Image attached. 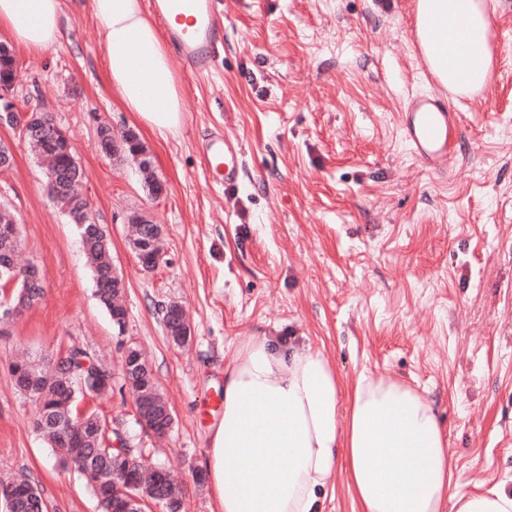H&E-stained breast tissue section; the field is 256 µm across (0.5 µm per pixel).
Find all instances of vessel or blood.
Returning <instances> with one entry per match:
<instances>
[{
	"label": "vessel or blood",
	"mask_w": 512,
	"mask_h": 512,
	"mask_svg": "<svg viewBox=\"0 0 512 512\" xmlns=\"http://www.w3.org/2000/svg\"><path fill=\"white\" fill-rule=\"evenodd\" d=\"M150 7L168 25L182 58L196 69H208L218 44L212 26L213 0H151ZM401 130L412 155L424 167L437 171L448 164L460 120L445 96L420 95L403 112ZM207 167L215 184L230 188L236 186L242 164L237 153L217 137L207 149Z\"/></svg>",
	"instance_id": "vessel-or-blood-1"
}]
</instances>
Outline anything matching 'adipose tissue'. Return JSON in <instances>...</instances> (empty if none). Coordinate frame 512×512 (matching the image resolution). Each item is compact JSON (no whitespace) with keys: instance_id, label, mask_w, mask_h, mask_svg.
Listing matches in <instances>:
<instances>
[{"instance_id":"obj_1","label":"adipose tissue","mask_w":512,"mask_h":512,"mask_svg":"<svg viewBox=\"0 0 512 512\" xmlns=\"http://www.w3.org/2000/svg\"><path fill=\"white\" fill-rule=\"evenodd\" d=\"M498 0H417L416 30L449 89L492 80ZM61 0H0V33L32 53L61 37ZM118 103L158 136L176 134L184 103L166 45L141 0H92ZM327 354L246 336L224 365L223 417L206 470L218 512H318L345 476L359 512H512V494L452 492L453 455L435 407L389 377L359 374L340 412Z\"/></svg>"}]
</instances>
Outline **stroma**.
Returning <instances> with one entry per match:
<instances>
[{"label":"stroma","mask_w":512,"mask_h":512,"mask_svg":"<svg viewBox=\"0 0 512 512\" xmlns=\"http://www.w3.org/2000/svg\"><path fill=\"white\" fill-rule=\"evenodd\" d=\"M416 0H215L219 52L199 71L172 57L186 112L177 136L139 126L105 80L92 0H62L61 38L15 49L23 112L49 108L68 132L83 193L126 280L124 329L95 295L79 232L48 195L40 159L10 126L13 164L0 204L16 214L21 263L44 295L0 331V475L38 480L50 512H98L80 474L56 463L35 431L37 408L10 365L21 352L85 348L119 368L140 347L174 416L157 438L129 395L95 401L186 488L185 512H217L205 470L221 418L224 355L265 336L325 351L344 386L360 373L392 377L438 411L459 492L512 493V0H499L493 80L452 95L461 138L448 174L426 169L399 127L408 100L434 93L415 38ZM136 130L155 176L106 157L98 129ZM221 134L242 159L237 187L212 184L203 153ZM163 230L159 266L129 248L132 213ZM187 312L191 337L168 338L163 309Z\"/></svg>","instance_id":"35a3bbf8"}]
</instances>
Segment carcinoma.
<instances>
[{"instance_id": "1", "label": "carcinoma", "mask_w": 512, "mask_h": 512, "mask_svg": "<svg viewBox=\"0 0 512 512\" xmlns=\"http://www.w3.org/2000/svg\"><path fill=\"white\" fill-rule=\"evenodd\" d=\"M56 201L77 224L87 261L94 276L109 272L112 246L87 234L82 223L87 201L78 187L59 195ZM68 372L59 371L56 358L38 361L23 358L11 365L16 387L30 390L37 404L35 428L47 439L53 456L61 464H72L86 478L97 499L99 512H126L130 493L160 501L165 512H180L181 488L169 479H160L144 452L135 450L123 457L105 444L102 429L106 417L93 410L79 412L85 398L88 375L103 362L83 348L72 346L66 353ZM14 495L13 512H48L47 501L38 482L27 474L0 481V494Z\"/></svg>"}]
</instances>
